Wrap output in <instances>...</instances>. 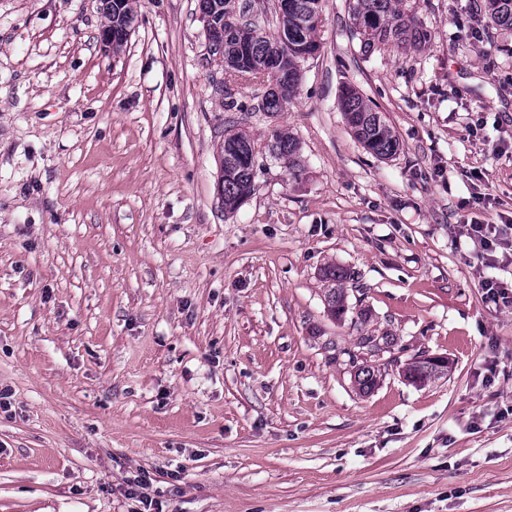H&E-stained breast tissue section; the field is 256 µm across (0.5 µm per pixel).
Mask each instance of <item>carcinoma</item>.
Masks as SVG:
<instances>
[{
  "instance_id": "obj_1",
  "label": "carcinoma",
  "mask_w": 512,
  "mask_h": 512,
  "mask_svg": "<svg viewBox=\"0 0 512 512\" xmlns=\"http://www.w3.org/2000/svg\"><path fill=\"white\" fill-rule=\"evenodd\" d=\"M406 0H348L352 20V35L360 42L363 51H373L386 46H412L427 39V31L412 12L403 6ZM109 24L104 39L122 45L119 38L133 27L137 17L135 0H103ZM201 12L215 30L209 38L210 51L224 56V71L234 73L239 50H244L256 82H266L271 87L264 96L262 109L280 112L295 91L300 77L303 54L319 49L316 33L319 27V0H288V18L278 20L273 32L267 33L238 20L233 13L235 0H200ZM484 14L491 25L512 30V0H484ZM339 102L356 140L372 155L385 159L394 155L399 142L383 113L376 111L358 90L345 86ZM271 153L282 161L291 175L301 174L297 154L299 144L290 134L276 130L272 134ZM255 142L243 131L226 132L220 145V180L218 192L224 213L237 211V200L253 179L250 154ZM352 273L337 266H328L322 272L327 283L325 302L328 313L337 320L348 312L345 289L342 284L351 279ZM394 343L389 336H361L356 347L368 349L371 355L388 350ZM355 366V382L359 391L368 393L380 379L379 369L373 364L358 362L355 351L343 349ZM447 365L439 360L414 358L406 364L404 376L413 383H425L440 376Z\"/></svg>"
}]
</instances>
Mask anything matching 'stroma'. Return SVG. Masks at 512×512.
I'll list each match as a JSON object with an SVG mask.
<instances>
[{"label":"stroma","mask_w":512,"mask_h":512,"mask_svg":"<svg viewBox=\"0 0 512 512\" xmlns=\"http://www.w3.org/2000/svg\"><path fill=\"white\" fill-rule=\"evenodd\" d=\"M410 4L427 42L365 54L322 0L272 115L210 56L200 0H138L116 52L102 0H0V512H512V306L481 286L512 265L463 233L512 220V31L477 45L469 0ZM345 85L396 155L355 139ZM229 128L258 150L231 215ZM330 265L365 322L328 316ZM385 333L359 393L341 351ZM427 355L447 374L408 382ZM339 102L356 140L375 157L385 159L394 155L399 142L382 112H377L358 90L345 86ZM273 143L271 144V153L273 156L282 161L288 171L294 178L299 177L301 169L297 162V154L299 151V144L297 140L289 133L276 130L272 134Z\"/></svg>","instance_id":"35a3bbf8"}]
</instances>
